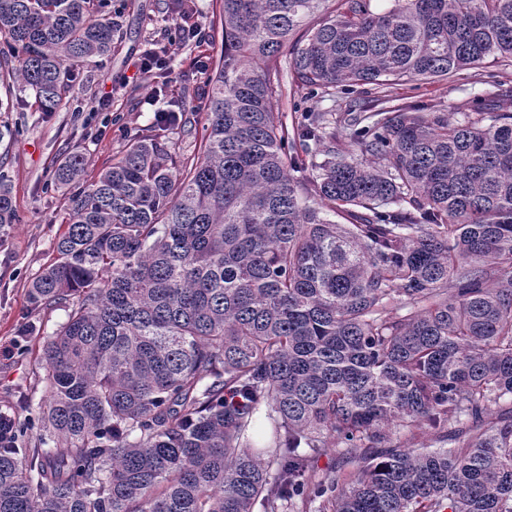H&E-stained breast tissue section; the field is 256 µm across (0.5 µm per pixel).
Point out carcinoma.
Segmentation results:
<instances>
[{"mask_svg":"<svg viewBox=\"0 0 512 512\" xmlns=\"http://www.w3.org/2000/svg\"><path fill=\"white\" fill-rule=\"evenodd\" d=\"M327 2L220 0L192 164L142 138L90 183L77 149L54 169L68 227L28 295L68 318L38 424L0 445V512H512V410L487 421L512 404V90L292 134L274 111L286 46L324 91L512 62V0ZM104 8L0 0L40 111L111 52ZM423 426L449 447L392 444ZM331 448L346 475L315 468Z\"/></svg>","mask_w":512,"mask_h":512,"instance_id":"carcinoma-1","label":"carcinoma"}]
</instances>
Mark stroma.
<instances>
[{
  "label": "stroma",
  "instance_id": "obj_1",
  "mask_svg": "<svg viewBox=\"0 0 512 512\" xmlns=\"http://www.w3.org/2000/svg\"><path fill=\"white\" fill-rule=\"evenodd\" d=\"M170 0H110L116 25L111 52L73 68L58 109L42 112L31 92L6 90L0 98L14 104L0 112V172L11 186L17 224L0 236V412L23 420L37 414L44 398L42 347L65 322L63 308H37L28 285L56 257L64 231V192L52 182L55 165L73 149L87 159V178L109 166L133 140L156 137L178 164L192 161L204 137L206 75L197 73V49L181 46L166 70L140 73L137 64L151 45L166 46L172 37ZM512 87V65L488 58L480 67L445 80L408 82L388 87L391 104L430 103L454 117L473 111L499 87ZM108 100L98 108L99 100ZM352 100L341 90L322 92L286 82L275 109L289 128L303 113H343ZM186 105L181 122L166 125L160 113Z\"/></svg>",
  "mask_w": 512,
  "mask_h": 512
}]
</instances>
